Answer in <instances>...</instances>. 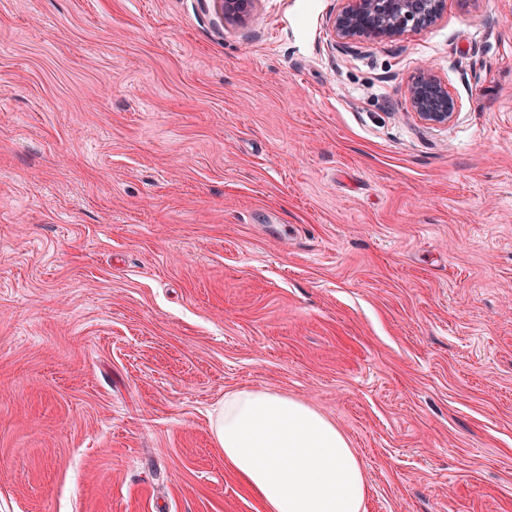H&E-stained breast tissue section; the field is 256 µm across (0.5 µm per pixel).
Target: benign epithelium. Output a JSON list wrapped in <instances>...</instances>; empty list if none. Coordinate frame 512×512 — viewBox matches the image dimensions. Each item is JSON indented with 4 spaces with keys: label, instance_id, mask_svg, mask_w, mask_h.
Masks as SVG:
<instances>
[{
    "label": "benign epithelium",
    "instance_id": "obj_1",
    "mask_svg": "<svg viewBox=\"0 0 512 512\" xmlns=\"http://www.w3.org/2000/svg\"><path fill=\"white\" fill-rule=\"evenodd\" d=\"M258 2L214 0V6L225 23L241 26ZM445 6L446 0H340L329 28L333 37L344 44L392 41L408 31L423 30L437 23ZM407 94L412 113L423 124L446 125L458 111L448 88L429 70L408 86Z\"/></svg>",
    "mask_w": 512,
    "mask_h": 512
}]
</instances>
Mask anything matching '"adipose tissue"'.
Segmentation results:
<instances>
[{"instance_id": "1", "label": "adipose tissue", "mask_w": 512, "mask_h": 512, "mask_svg": "<svg viewBox=\"0 0 512 512\" xmlns=\"http://www.w3.org/2000/svg\"><path fill=\"white\" fill-rule=\"evenodd\" d=\"M212 426L225 463L257 492L265 512H363L359 460L312 406L267 390L230 391Z\"/></svg>"}]
</instances>
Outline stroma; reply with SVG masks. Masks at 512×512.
<instances>
[{"mask_svg": "<svg viewBox=\"0 0 512 512\" xmlns=\"http://www.w3.org/2000/svg\"><path fill=\"white\" fill-rule=\"evenodd\" d=\"M338 6L0 0V512H264L238 389L336 423L365 512H512V0ZM213 2L225 23L241 26L250 18L259 0H214ZM329 21L331 33L344 43L392 41L408 31L437 23L446 0H339ZM411 111L426 125H448L458 111L457 102L448 94V88L430 70L423 72L407 88Z\"/></svg>", "mask_w": 512, "mask_h": 512, "instance_id": "1", "label": "stroma"}]
</instances>
